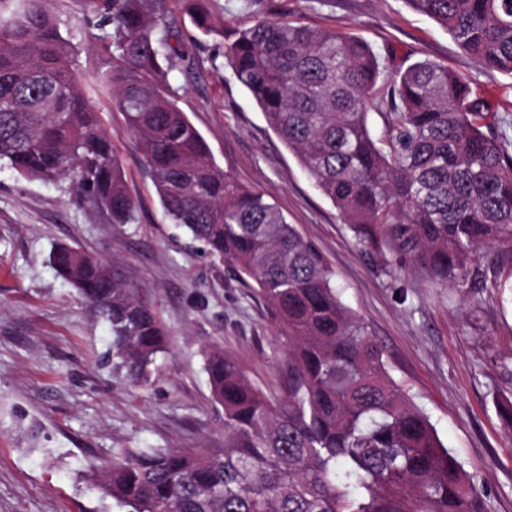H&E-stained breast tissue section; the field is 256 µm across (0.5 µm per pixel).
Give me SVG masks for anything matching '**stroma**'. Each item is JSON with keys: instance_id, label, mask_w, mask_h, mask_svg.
Segmentation results:
<instances>
[{"instance_id": "obj_1", "label": "stroma", "mask_w": 512, "mask_h": 512, "mask_svg": "<svg viewBox=\"0 0 512 512\" xmlns=\"http://www.w3.org/2000/svg\"><path fill=\"white\" fill-rule=\"evenodd\" d=\"M111 133L136 220L115 224L77 203L67 183L24 179L0 164V512H120L87 488L91 469L116 448H220L224 424L210 399L205 353L238 359L277 394V331L232 268L193 248L166 218L107 76L108 42L90 0H48ZM223 35L203 36L168 10L193 47L174 72L177 104L218 166L268 194L324 255L345 305L382 344L391 376L429 416L441 442L487 487L489 512H512V438L500 417L512 402V302L489 296L481 277L512 270L500 247L475 266L476 283L434 286L414 260L370 257L333 204L303 173L230 75L224 50L261 16L358 36L391 70L432 60L467 78L512 113V78L484 68L406 0H208ZM60 244L116 260L159 310L173 343L147 382L111 357L105 320L49 262Z\"/></svg>"}]
</instances>
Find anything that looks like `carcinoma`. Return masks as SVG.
I'll return each mask as SVG.
<instances>
[{"label": "carcinoma", "instance_id": "cac0c4a2", "mask_svg": "<svg viewBox=\"0 0 512 512\" xmlns=\"http://www.w3.org/2000/svg\"><path fill=\"white\" fill-rule=\"evenodd\" d=\"M209 33L207 0H182ZM109 27L115 104L166 215L250 279L284 338L270 398L220 346L205 356L224 447L118 448L91 487L127 512H487L483 489L390 376L317 247L265 193L216 164L170 77L192 58L167 0H91ZM487 69L512 77V0H407ZM47 0H0V162L67 182L114 224L135 220L112 135ZM224 56L268 127L371 252L459 286L483 249H512L504 116L446 66H389L360 38L260 18ZM383 106L374 131L370 109ZM50 261L105 319L112 358L146 378L171 336L137 283L60 245Z\"/></svg>", "mask_w": 512, "mask_h": 512}]
</instances>
